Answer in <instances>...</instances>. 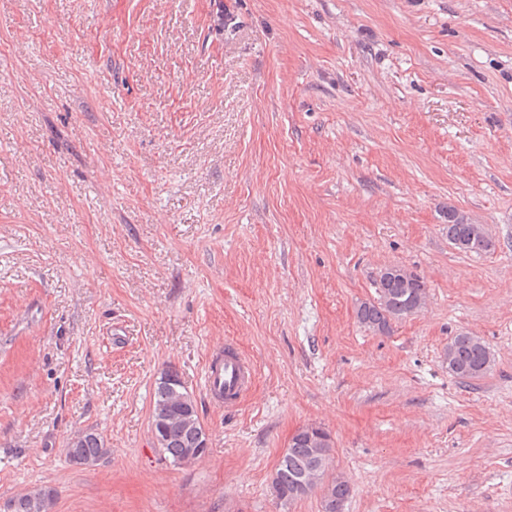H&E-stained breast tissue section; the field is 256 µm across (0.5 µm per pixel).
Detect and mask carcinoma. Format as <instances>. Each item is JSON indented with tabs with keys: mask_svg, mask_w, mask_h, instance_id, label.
Wrapping results in <instances>:
<instances>
[{
	"mask_svg": "<svg viewBox=\"0 0 512 512\" xmlns=\"http://www.w3.org/2000/svg\"><path fill=\"white\" fill-rule=\"evenodd\" d=\"M448 241L464 253L486 252L491 247L479 225L454 207H448ZM375 297L361 302L356 311L358 321L377 332L387 333L392 323L408 318L421 309L426 299L424 281L412 273L379 277L374 282ZM494 354L481 337L460 332L448 342V373L462 383H469L485 377L492 369ZM198 416L196 402L185 388L173 392L156 387L152 415L162 413L164 423L162 451L174 465L180 464L187 451L197 447L194 429L187 427L186 413ZM332 451V441L321 448H313L307 438L297 433L285 450L286 459L277 464L273 476L276 496L288 503L301 499L314 491L321 492V502L331 500L346 501L350 486L340 476H327V462ZM107 453L104 440L97 433L86 435L78 448H67L71 462L84 465L87 461L96 462ZM311 477L309 485L299 490L295 478ZM55 492L51 488L39 489L27 496L12 499L13 512H51Z\"/></svg>",
	"mask_w": 512,
	"mask_h": 512,
	"instance_id": "obj_1",
	"label": "carcinoma"
}]
</instances>
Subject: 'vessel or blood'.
I'll use <instances>...</instances> for the list:
<instances>
[{
    "label": "vessel or blood",
    "instance_id": "b4317fda",
    "mask_svg": "<svg viewBox=\"0 0 512 512\" xmlns=\"http://www.w3.org/2000/svg\"><path fill=\"white\" fill-rule=\"evenodd\" d=\"M255 385L250 362L233 347L212 354L205 367V388L214 405L227 407L246 397Z\"/></svg>",
    "mask_w": 512,
    "mask_h": 512
}]
</instances>
